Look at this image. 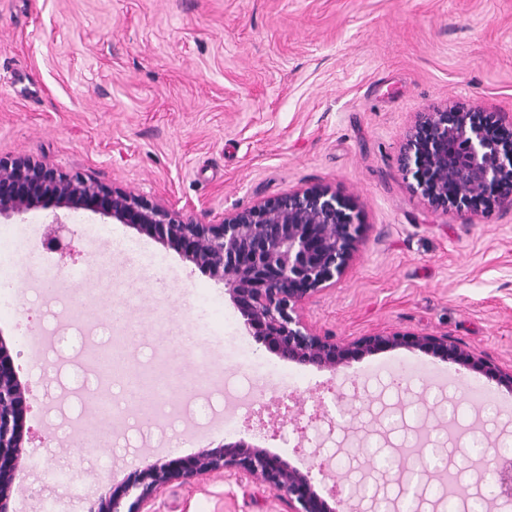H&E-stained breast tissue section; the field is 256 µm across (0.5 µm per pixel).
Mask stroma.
Returning <instances> with one entry per match:
<instances>
[{"label":"stroma","mask_w":512,"mask_h":512,"mask_svg":"<svg viewBox=\"0 0 512 512\" xmlns=\"http://www.w3.org/2000/svg\"><path fill=\"white\" fill-rule=\"evenodd\" d=\"M512 116V0H0V158L27 157L169 207L198 223L312 185L354 204L362 224L346 275L304 303L317 332L448 335L512 368V205L491 220L435 212L399 169L418 113L451 102ZM72 252L43 253L57 288L19 259L0 308L16 368L39 378L26 416L12 512H87L92 499L170 455L245 439L300 470L333 457L350 484L401 502L396 471H370L317 401L357 411L364 446L400 455L429 436L423 512L487 494L475 469L439 459L512 451V391L421 351L396 349L332 371L258 344L222 282L157 238L91 212L61 211ZM86 291L91 336L37 357ZM271 371L250 378L224 332ZM208 333L204 348L186 338ZM122 361L114 438L97 442L77 390L104 337ZM161 413L135 425L144 399ZM429 407H422V400ZM232 428H225L226 420ZM291 420L305 434L282 429ZM156 512H286L275 491L217 471L161 490Z\"/></svg>","instance_id":"stroma-1"}]
</instances>
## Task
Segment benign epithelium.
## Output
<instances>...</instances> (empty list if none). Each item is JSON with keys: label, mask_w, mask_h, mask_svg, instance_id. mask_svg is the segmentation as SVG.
Segmentation results:
<instances>
[{"label": "benign epithelium", "mask_w": 512, "mask_h": 512, "mask_svg": "<svg viewBox=\"0 0 512 512\" xmlns=\"http://www.w3.org/2000/svg\"><path fill=\"white\" fill-rule=\"evenodd\" d=\"M412 191L435 212L491 217L512 202V119L503 112L451 103L419 113L407 130L399 157ZM92 211L175 248L224 287L247 331L282 360L337 370L366 355L395 349L420 350L442 362L479 372L512 390V370L474 355L446 335L379 332L342 343L314 331L302 305L343 277L360 233L354 206L325 186L292 190L199 224L182 211L109 189L78 175L60 174L30 158L0 159V216H21L36 208ZM26 393L14 362L0 349V512H8L15 471L23 454ZM329 432L353 422L335 404ZM475 469L491 476L494 499L512 500V462L482 456ZM224 470L275 491L288 512H348L351 494L339 474L326 497L311 471L244 439L224 442L194 456L173 457L133 474L100 495L88 512H151L157 494L174 482Z\"/></svg>", "instance_id": "benign-epithelium-1"}]
</instances>
